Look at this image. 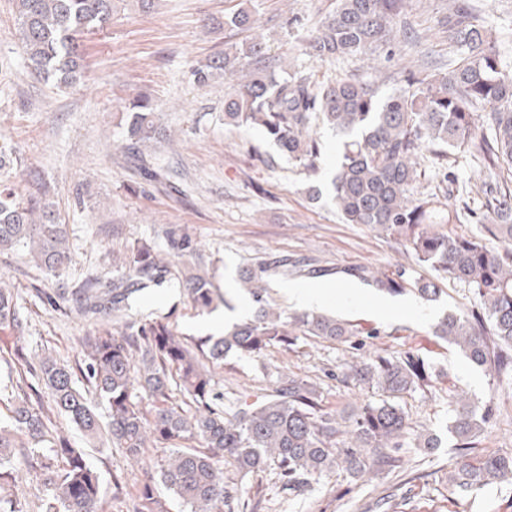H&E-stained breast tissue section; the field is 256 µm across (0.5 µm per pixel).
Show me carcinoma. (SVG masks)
I'll use <instances>...</instances> for the list:
<instances>
[{
	"instance_id": "carcinoma-1",
	"label": "carcinoma",
	"mask_w": 512,
	"mask_h": 512,
	"mask_svg": "<svg viewBox=\"0 0 512 512\" xmlns=\"http://www.w3.org/2000/svg\"><path fill=\"white\" fill-rule=\"evenodd\" d=\"M114 0H15L22 48L33 71L77 81L83 70L81 36L112 23ZM406 0H338L303 44L306 53L323 60L372 56L393 50L402 32ZM471 4L457 0L448 12L443 33L466 47L460 61L442 73L419 65L404 76L406 87L385 97L371 80L355 77L314 82L288 71L284 59L270 53L261 37L224 50V55L191 69L204 85L220 70L240 74L224 98V124L251 126L264 132L279 154L310 172L318 169L320 144L310 133L315 114L342 138L333 200L347 224H366L409 249L416 262L434 271L413 282L414 292L434 301L440 284H463L479 299L481 310L446 315L433 333L456 346L463 356L499 379L512 376V192L489 203L480 219L481 235L465 237L437 229L459 224L457 210L446 196L417 192L420 161L428 159L435 175L448 180V155L477 152L489 170L512 166V74L501 68L492 40L473 24ZM253 13L240 7L224 17V25L251 29ZM161 136L156 108L142 96L127 115V149L150 163L144 148ZM497 245L492 246L489 241ZM23 249L46 275L59 278L71 261L66 225L54 204L43 197L17 195L0 178V253ZM277 268L284 276L316 275L322 270L288 264L282 258L258 263L238 275V283L254 304L251 319L232 325L219 337L191 345L168 323L127 319L144 292L163 283L167 263L142 241L132 247L118 278L97 274L78 286L58 289V298L86 318L91 328L82 341L80 370L87 389L75 387L70 367L46 356L38 366L17 373L0 387V401L9 404L8 421L0 422V512H23L14 487L13 449H22L44 489V512H102L104 491L84 454L65 438H47L50 414L67 416L89 439L101 437L140 462L146 449L161 447L154 472L133 499L131 512H168L160 483L182 502L186 512H265L266 499L251 490L264 476L276 475L285 490L303 492L312 482L346 471L361 478L400 467L401 450L439 447L438 439L410 438L411 423L400 398L426 385L429 366L414 355H378L348 366L346 377L376 393L345 417L321 406L319 386L279 376L269 393L253 402L236 398L221 407L214 392V372L205 360L221 362L234 351L258 356L270 347L288 348L299 336L358 344L363 335L353 324L319 314L289 318L267 300L264 274ZM346 274L389 292L406 289L405 272L386 275L366 267ZM195 304L215 303L211 282L196 272L185 276ZM26 328L10 285L0 281V330L17 335ZM35 377L48 400L29 382ZM176 381L183 400L169 396ZM107 404L102 424L95 399ZM151 401V408L143 400ZM451 430L463 444L448 471V486L480 490L512 480V453L472 459L470 439L482 430L463 400L452 401Z\"/></svg>"
}]
</instances>
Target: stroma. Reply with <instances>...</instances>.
Returning <instances> with one entry per match:
<instances>
[{
    "instance_id": "35a3bbf8",
    "label": "stroma",
    "mask_w": 512,
    "mask_h": 512,
    "mask_svg": "<svg viewBox=\"0 0 512 512\" xmlns=\"http://www.w3.org/2000/svg\"><path fill=\"white\" fill-rule=\"evenodd\" d=\"M238 2L158 0L145 12L134 0H114L110 27L83 39L81 80L64 86L32 74L21 49L14 0H0V147L19 160L11 172L18 194H28L34 172L49 185L68 229L72 257L57 280L23 254L0 255V277L13 287L27 323L21 341L0 334V380L37 364L45 353L76 365L89 324L52 306L49 297L60 284L73 285L90 274L118 276V259L134 241L151 243L169 272L161 285L146 290L132 318H167L174 332L191 343L209 335L212 315L198 309L184 287L190 259L170 249L169 231L197 242L204 272L228 294L234 310L253 308L235 291L242 267L281 258L306 260L323 268V275L269 273L271 305L298 316L302 310L289 302L288 286L333 289L336 300L328 310L364 331L361 349L302 336L290 348H271L257 357L231 352L215 369L217 391L228 398L260 396L282 372L316 380L324 409L348 412L373 397L347 378L351 362L415 355L431 366V385L405 395L402 404L416 432L434 433L440 446L428 455L406 449L401 468L390 474L355 480L336 471L298 495L282 492L277 478L268 476L263 493L271 512H375L377 498L388 493L405 501L404 512H512V481L462 493L444 480L457 445L448 429V401L457 392H466L476 411L487 416L474 455L512 448V381L493 379L433 334L442 317L471 312L479 308L478 299L452 281L444 283L438 300L427 303L412 291L389 294L344 275V268L360 265L388 274L402 268L411 279L433 272L392 238L364 224L342 222L327 191L336 167V139L327 128L313 127L322 141L313 174L280 157L261 130L225 125L223 73L207 84L194 83L192 67L223 55L229 44L250 39V32L219 25ZM453 2L410 0L412 38L397 45L393 60L375 71L356 57L324 61L302 54L301 37L335 10L336 0H248V5L260 19L259 34L289 67L316 82L375 78L385 96L402 88L400 67L454 68L462 46L448 41L441 27ZM475 16L477 26L491 34L503 69L512 73V0H478ZM142 94L152 99L167 134L152 151L149 172L124 155L127 105ZM449 172L445 184L426 173L418 189L430 193L443 187L449 205L462 213L454 232L478 235V219L488 202L499 190L512 189V169L492 173L479 159L460 153ZM312 186L322 189L320 200L310 198ZM52 421L54 435L82 450L98 471L105 512H127L145 480L146 463L130 460L120 448L92 447L65 416L54 415Z\"/></svg>"
}]
</instances>
